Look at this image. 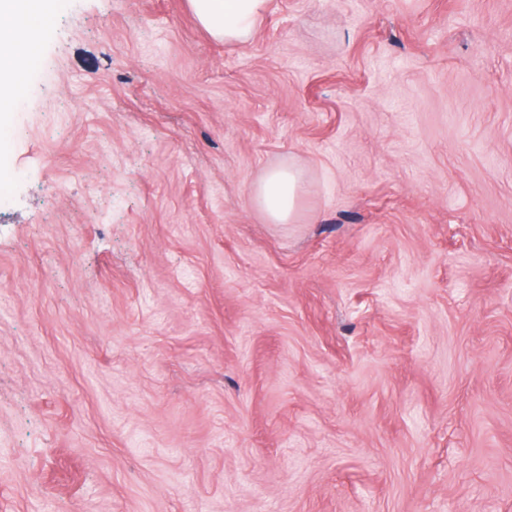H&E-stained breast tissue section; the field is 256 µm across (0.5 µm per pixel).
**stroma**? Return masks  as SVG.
Masks as SVG:
<instances>
[{"label":"stroma","instance_id":"1","mask_svg":"<svg viewBox=\"0 0 512 512\" xmlns=\"http://www.w3.org/2000/svg\"><path fill=\"white\" fill-rule=\"evenodd\" d=\"M39 39L0 108V512H512V0H269L233 44L55 0ZM304 172L293 163L271 168L252 189L254 206L271 224H291L296 217Z\"/></svg>","mask_w":512,"mask_h":512}]
</instances>
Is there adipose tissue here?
Listing matches in <instances>:
<instances>
[{
    "label": "adipose tissue",
    "instance_id": "1",
    "mask_svg": "<svg viewBox=\"0 0 512 512\" xmlns=\"http://www.w3.org/2000/svg\"><path fill=\"white\" fill-rule=\"evenodd\" d=\"M53 0H0V100L13 97L34 50L35 31L52 10ZM197 22L210 36L227 43L247 41L268 0H188ZM304 172L288 163L271 168L252 189L254 206L273 224L294 221Z\"/></svg>",
    "mask_w": 512,
    "mask_h": 512
}]
</instances>
